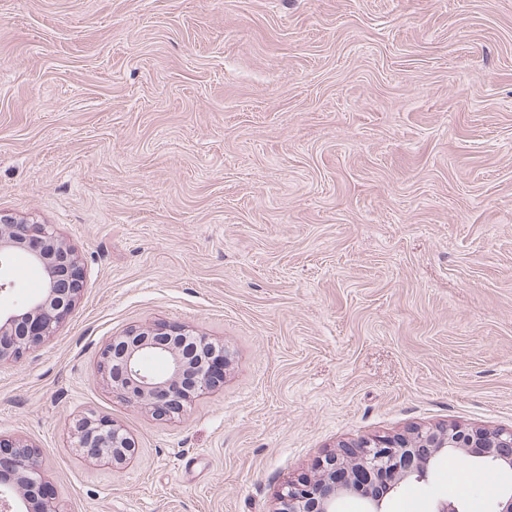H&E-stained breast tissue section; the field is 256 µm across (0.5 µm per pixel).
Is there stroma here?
<instances>
[{"label":"stroma","mask_w":512,"mask_h":512,"mask_svg":"<svg viewBox=\"0 0 512 512\" xmlns=\"http://www.w3.org/2000/svg\"><path fill=\"white\" fill-rule=\"evenodd\" d=\"M0 213L85 278L0 362V434L57 512H274L339 444L512 428V0H0ZM159 319L223 342L180 419L103 347ZM118 421L122 469L73 448ZM439 464L386 512H493L512 470ZM75 448L90 458L110 463L120 469L136 455L133 439L116 421L105 416H84L77 420Z\"/></svg>","instance_id":"stroma-1"}]
</instances>
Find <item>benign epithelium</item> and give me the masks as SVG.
Returning <instances> with one entry per match:
<instances>
[{"label":"benign epithelium","mask_w":512,"mask_h":512,"mask_svg":"<svg viewBox=\"0 0 512 512\" xmlns=\"http://www.w3.org/2000/svg\"><path fill=\"white\" fill-rule=\"evenodd\" d=\"M17 252L42 276V290L24 304L0 305V361L17 358L50 336L71 313L84 279L75 251L51 225L0 214V295L15 286L10 263ZM218 354H224L223 346L206 334L157 320L113 337L100 353L99 371L127 399L174 419L221 384L212 370ZM74 444L84 455L118 469L136 455L133 439L105 416L78 419ZM41 453L31 443L0 435L3 512H56L54 495H44L48 482L37 464ZM444 459H482L511 470L512 428L490 431L448 424L342 444L312 476L283 487L275 512H337L347 496L361 499L366 512H385L387 495L408 482L427 481L435 463Z\"/></svg>","instance_id":"benign-epithelium-1"}]
</instances>
